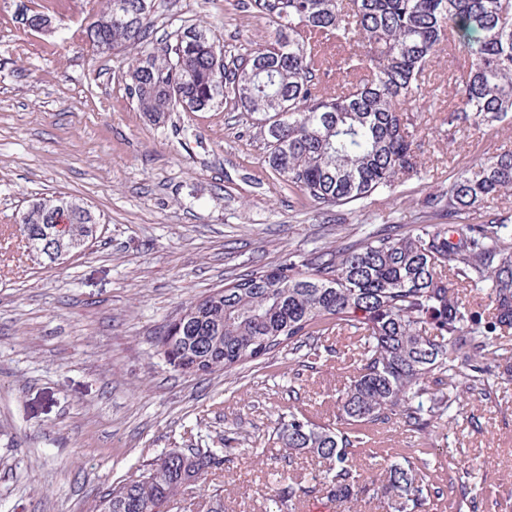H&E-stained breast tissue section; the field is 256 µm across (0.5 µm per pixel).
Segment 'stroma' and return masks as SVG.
<instances>
[{
  "label": "stroma",
  "instance_id": "stroma-1",
  "mask_svg": "<svg viewBox=\"0 0 512 512\" xmlns=\"http://www.w3.org/2000/svg\"><path fill=\"white\" fill-rule=\"evenodd\" d=\"M93 3L0 0V512H95L107 486L162 452L228 437L239 449L224 465V512H265L287 481L322 470L307 454L283 461L268 436L289 411L334 419L340 363L309 371L283 350L189 376L167 363L160 330L227 277L335 247L337 224L409 229L429 195L479 158L512 152V127L449 139L457 61L439 52L415 105L418 178L333 209L326 223L266 167L250 115L228 104L150 122L125 80L133 51L100 54L81 39ZM45 5L49 36L20 22ZM152 21V45L191 24L232 52L274 33L244 0H155ZM51 195L82 199L100 222L83 252L52 265L16 229ZM390 448L425 449L432 479L473 490L474 503L434 498L418 512H512V382L495 381L427 432L380 427L353 460L360 481H387Z\"/></svg>",
  "mask_w": 512,
  "mask_h": 512
}]
</instances>
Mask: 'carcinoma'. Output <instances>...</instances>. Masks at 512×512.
Masks as SVG:
<instances>
[{
  "instance_id": "1",
  "label": "carcinoma",
  "mask_w": 512,
  "mask_h": 512,
  "mask_svg": "<svg viewBox=\"0 0 512 512\" xmlns=\"http://www.w3.org/2000/svg\"><path fill=\"white\" fill-rule=\"evenodd\" d=\"M276 25L266 44L222 52L209 28H182L172 47L143 50L129 66L130 95L154 123L183 105L203 112L233 104L255 118L267 140L266 164L317 210L363 203L417 175L420 147L411 104L444 44L464 56L449 75L457 100L448 129L474 133L512 125V0H248ZM153 0H106L98 34L114 50L144 43ZM358 51L334 58V51ZM336 59L338 81H326ZM512 191V153L478 160L429 201L435 224L405 232L366 230L338 246L316 247L281 265L254 268L181 310L159 339L173 367L230 371L288 348L314 368L341 358L348 376L336 390L333 423L293 411L272 440L286 456L328 462L319 483L269 496L265 512H288L297 495L348 499L357 483L352 460L375 428L397 420L417 432L487 395L489 378L511 381L512 365L493 370L496 341L512 335V225L470 224L460 216L485 197ZM67 226L57 230V221ZM28 249L51 263L97 235L98 218L77 199L42 198L24 213ZM484 295L488 308L455 293ZM347 341L342 351L325 344ZM222 448H174L144 465L138 479L110 485L97 512H151L187 487L224 471ZM420 459L390 465L379 491L394 512H417L445 488ZM206 512H224V486L207 494Z\"/></svg>"
}]
</instances>
